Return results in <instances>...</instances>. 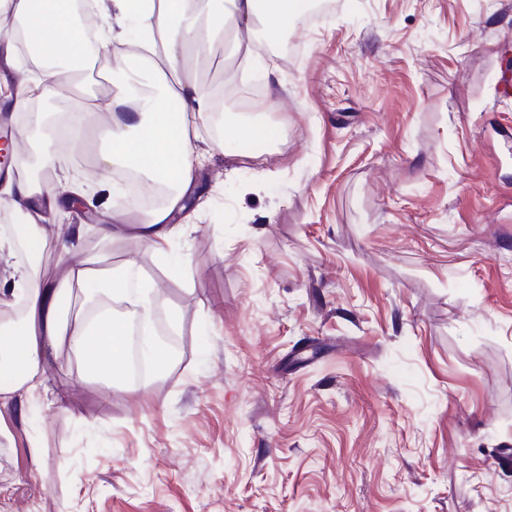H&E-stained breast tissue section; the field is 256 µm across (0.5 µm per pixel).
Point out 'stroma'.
I'll list each match as a JSON object with an SVG mask.
<instances>
[{
	"mask_svg": "<svg viewBox=\"0 0 512 512\" xmlns=\"http://www.w3.org/2000/svg\"><path fill=\"white\" fill-rule=\"evenodd\" d=\"M335 2L287 52L257 41L264 138L192 132L188 266L85 233L178 311L176 357L106 393L62 351L67 409L0 419V512H512V0ZM148 70L105 58L81 87L159 93ZM93 151L67 167L108 216ZM77 221L46 225L44 281Z\"/></svg>",
	"mask_w": 512,
	"mask_h": 512,
	"instance_id": "1",
	"label": "stroma"
}]
</instances>
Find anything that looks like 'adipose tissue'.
I'll use <instances>...</instances> for the list:
<instances>
[{
    "instance_id": "1",
    "label": "adipose tissue",
    "mask_w": 512,
    "mask_h": 512,
    "mask_svg": "<svg viewBox=\"0 0 512 512\" xmlns=\"http://www.w3.org/2000/svg\"><path fill=\"white\" fill-rule=\"evenodd\" d=\"M76 0H0V14L11 15L24 29L28 51L41 63L19 83L13 94L16 111L31 115L22 132L42 164L54 165L56 143L73 140L75 132L97 126L100 113L111 118L112 148L99 163L102 180L114 167L138 169L150 183L167 182L172 192L167 204L151 211L142 223L129 224L123 209L111 221L101 222L102 240L133 237L147 254L167 263H188V256H173L168 246L175 230L172 213L191 191L203 159L189 136L205 124L214 96L193 83L177 90L136 97V74L99 97H88L76 81L83 59L69 48L83 41L85 27L78 21ZM95 52L110 53L125 35L128 20L138 24V45L146 56L159 57L176 71L180 54L206 55L214 41L230 35L235 45L253 42L263 33L287 38L298 17L294 0H112L99 6ZM67 89L74 105L69 125L49 121L33 111L37 100ZM89 191L77 180L65 190L42 177L0 181V211L26 217L14 225L11 238H0V255L22 243L33 251L44 244L43 223L49 222L61 198H85ZM84 227L71 224L61 242L67 274L62 281H44L37 272L15 270L11 287L0 290V412L31 410L46 398L62 350H70L80 364L79 374L96 378L112 389L126 376L129 326L132 318L151 323L153 301L134 264L125 263L98 272L82 257ZM97 308L94 318L85 311Z\"/></svg>"
}]
</instances>
